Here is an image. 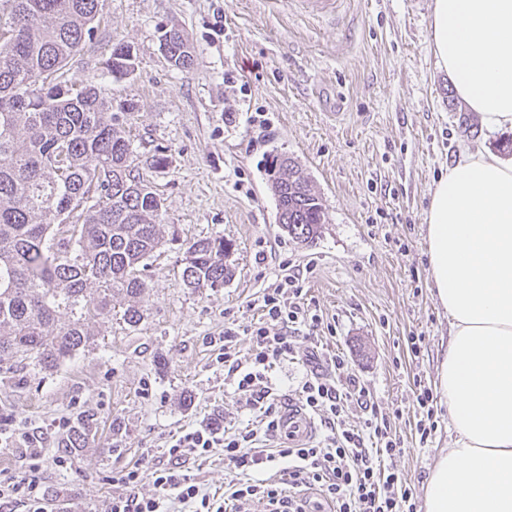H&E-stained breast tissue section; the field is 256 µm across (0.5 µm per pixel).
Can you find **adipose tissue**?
I'll return each instance as SVG.
<instances>
[{
    "mask_svg": "<svg viewBox=\"0 0 512 512\" xmlns=\"http://www.w3.org/2000/svg\"><path fill=\"white\" fill-rule=\"evenodd\" d=\"M431 46L457 97L512 129V0H433ZM429 276L448 312L437 387L454 431L422 512H512V159L475 151L426 211Z\"/></svg>",
    "mask_w": 512,
    "mask_h": 512,
    "instance_id": "ef3b65f1",
    "label": "adipose tissue"
}]
</instances>
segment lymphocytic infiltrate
Here are the masks:
<instances>
[{
	"instance_id": "obj_1",
	"label": "lymphocytic infiltrate",
	"mask_w": 512,
	"mask_h": 512,
	"mask_svg": "<svg viewBox=\"0 0 512 512\" xmlns=\"http://www.w3.org/2000/svg\"><path fill=\"white\" fill-rule=\"evenodd\" d=\"M302 276L291 271L258 298L259 319L244 330L228 327L216 363L240 403L259 412V421L235 430L214 425L188 427L170 436L153 470L155 492L139 491L140 464L121 470V490L104 512H225L229 502L257 499L269 512H417L412 487L392 461L402 451L389 413L350 371L343 353H321V367L310 369L294 390L304 410L317 416L325 433L316 442L292 448L279 438L282 401L273 395L271 373L277 363L296 359L295 331L317 330L324 317L303 297ZM247 336L248 350L238 339ZM364 414L360 425L346 421L351 405ZM222 454L229 472L223 497L210 495L184 474L188 460ZM315 490L310 502L302 490ZM46 490L30 476L0 479V512L22 505L44 512Z\"/></svg>"
}]
</instances>
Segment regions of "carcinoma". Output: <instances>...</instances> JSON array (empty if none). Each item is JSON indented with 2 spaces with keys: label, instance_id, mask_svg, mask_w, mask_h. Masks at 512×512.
I'll return each mask as SVG.
<instances>
[{
  "label": "carcinoma",
  "instance_id": "cac0c4a2",
  "mask_svg": "<svg viewBox=\"0 0 512 512\" xmlns=\"http://www.w3.org/2000/svg\"><path fill=\"white\" fill-rule=\"evenodd\" d=\"M105 0H0V361L21 359L53 372L93 347L95 323L128 302L127 324L143 318L146 260L163 245L164 200L132 166L125 112L112 111L92 76L74 88L67 65L90 36ZM181 71L194 56L176 29L161 35ZM131 48L115 44L102 75L132 74ZM41 77L39 96L23 83ZM279 221L296 242L312 244L325 223L322 199L297 162L268 163ZM56 241L55 227L74 212ZM222 238L190 243L183 283L224 285L232 276ZM67 319H62V316ZM92 436L85 421L70 433L74 448Z\"/></svg>",
  "mask_w": 512,
  "mask_h": 512
}]
</instances>
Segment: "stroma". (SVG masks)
<instances>
[{
  "mask_svg": "<svg viewBox=\"0 0 512 512\" xmlns=\"http://www.w3.org/2000/svg\"><path fill=\"white\" fill-rule=\"evenodd\" d=\"M432 0H345L338 25L298 13L293 0H105L94 32L70 62L80 82L100 73L113 44L129 45L133 74L105 79L114 111L127 112L131 158L164 200L177 241L147 261L144 317L123 308L96 325L99 345L53 373L0 363V430L47 429L48 455L65 451L55 423L90 420L93 441L68 469L43 464L54 505L102 512L112 477L156 453L180 428L246 418L224 383L211 337L250 325L254 299L275 287L283 263L304 268L310 307L334 319L328 345L396 421V471L422 495L437 454L452 443L448 407L427 445L415 436L416 375L435 383L448 342L434 297L425 213L448 167L479 148L512 156V130L448 106L453 85L431 47ZM183 31L194 65L167 60L163 30ZM297 159L321 193L327 222L301 245L278 222L266 166ZM166 164L152 168V156ZM223 237L234 275L218 288L182 282L188 242ZM422 337L413 355L409 337Z\"/></svg>",
  "mask_w": 512,
  "mask_h": 512,
  "instance_id": "35a3bbf8",
  "label": "stroma"
}]
</instances>
